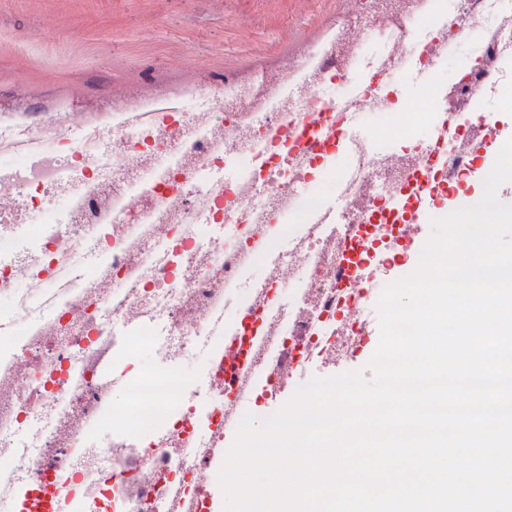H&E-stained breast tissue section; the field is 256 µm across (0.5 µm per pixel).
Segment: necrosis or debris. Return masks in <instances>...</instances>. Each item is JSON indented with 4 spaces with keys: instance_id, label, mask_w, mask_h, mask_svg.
Returning <instances> with one entry per match:
<instances>
[{
    "instance_id": "4bbe7bcc",
    "label": "necrosis or debris",
    "mask_w": 512,
    "mask_h": 512,
    "mask_svg": "<svg viewBox=\"0 0 512 512\" xmlns=\"http://www.w3.org/2000/svg\"><path fill=\"white\" fill-rule=\"evenodd\" d=\"M459 40L475 50L451 84L416 104L398 97L396 76L433 69ZM510 65L512 0H350L271 77L96 115L0 108V158L18 137L40 147L0 167V300L14 302L0 337V512H216L210 476L225 418L242 416L241 367L262 377L263 407L307 359L336 362L369 336L372 293L348 280L350 252L366 257L361 277L375 273L414 225L475 204L465 188L512 139V115L473 102ZM372 109L388 146L358 129ZM443 112L454 138H417ZM339 153L341 180L327 167ZM258 260L265 276L242 288ZM23 282L46 311L19 299ZM205 340L222 353L205 381L188 380L177 368ZM120 342L159 346L165 367L127 369L118 404Z\"/></svg>"
}]
</instances>
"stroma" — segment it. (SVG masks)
<instances>
[{"instance_id": "stroma-1", "label": "stroma", "mask_w": 512, "mask_h": 512, "mask_svg": "<svg viewBox=\"0 0 512 512\" xmlns=\"http://www.w3.org/2000/svg\"><path fill=\"white\" fill-rule=\"evenodd\" d=\"M347 0H0V90L99 112L145 89L188 90L209 78L273 70L321 38ZM460 42L431 77L398 83L423 100L467 61Z\"/></svg>"}]
</instances>
